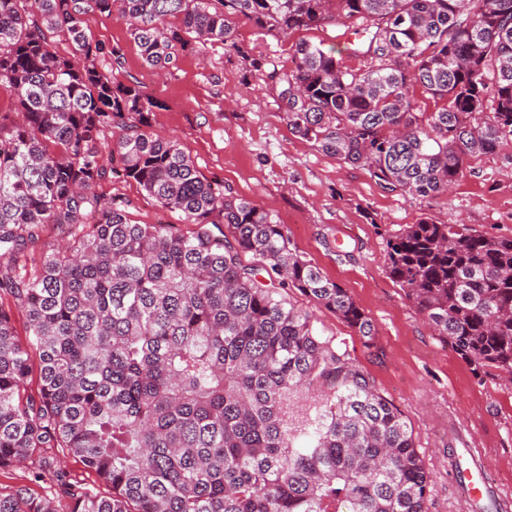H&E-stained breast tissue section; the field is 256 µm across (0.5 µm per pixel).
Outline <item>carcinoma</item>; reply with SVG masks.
I'll use <instances>...</instances> for the list:
<instances>
[{"label": "carcinoma", "mask_w": 512, "mask_h": 512, "mask_svg": "<svg viewBox=\"0 0 512 512\" xmlns=\"http://www.w3.org/2000/svg\"><path fill=\"white\" fill-rule=\"evenodd\" d=\"M114 7L157 69L219 42L261 71L235 38L241 17L285 37L352 22L346 52L302 40L267 78L293 134L386 191L436 197L468 157L512 141V0H0V86L22 115H0V298L27 318L22 341L0 304V472L27 464L54 488L0 490V512H426L413 426L288 290L367 342L372 321L269 212L147 132L157 102L112 83L96 61L119 55L85 26ZM418 88L441 107L422 111ZM108 178L192 231L132 222L129 199L90 193ZM48 224L72 243L18 273ZM387 269L476 375L512 378V239L422 220L388 240ZM60 453L111 495L57 467Z\"/></svg>", "instance_id": "obj_1"}]
</instances>
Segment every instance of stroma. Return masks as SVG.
<instances>
[{
    "mask_svg": "<svg viewBox=\"0 0 512 512\" xmlns=\"http://www.w3.org/2000/svg\"><path fill=\"white\" fill-rule=\"evenodd\" d=\"M86 24L95 41L120 56L116 64L100 61V69L113 83H140L157 101L151 132L177 142L201 177L270 212L302 259L345 288L371 319L374 336L367 344L323 306L290 294L327 335L343 340L377 391L412 424L431 476L428 512H473L454 483L451 452L458 448L482 449L489 479L512 492V380L477 377L434 335L387 272L390 236L424 219L512 238V141L469 157L447 193H388L366 169L339 164L295 136L265 73L246 68L223 45L194 46L173 66L156 70L144 63L127 24L100 14ZM236 38L253 57L281 71L291 67L300 40L339 50L346 43L336 26L284 38L261 34L244 19ZM93 190L130 199L136 223L184 234L191 229L179 212L162 208L134 181L107 179Z\"/></svg>",
    "mask_w": 512,
    "mask_h": 512,
    "instance_id": "1",
    "label": "stroma"
}]
</instances>
